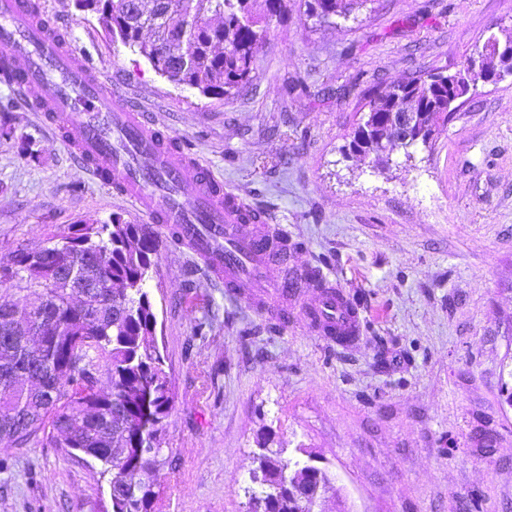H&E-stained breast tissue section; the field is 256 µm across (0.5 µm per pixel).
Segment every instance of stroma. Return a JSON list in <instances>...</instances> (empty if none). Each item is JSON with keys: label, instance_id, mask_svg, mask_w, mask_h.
I'll return each instance as SVG.
<instances>
[{"label": "stroma", "instance_id": "1", "mask_svg": "<svg viewBox=\"0 0 512 512\" xmlns=\"http://www.w3.org/2000/svg\"><path fill=\"white\" fill-rule=\"evenodd\" d=\"M39 2L107 84L271 213L289 268L321 269L365 315L345 349L301 320L268 330L160 234L148 291L173 390L160 512H245L264 446L330 472L322 512H512V76L470 90L430 144L382 165L348 150L361 89L457 71L512 34V0H372L325 27L291 11L227 99L168 82L74 0ZM1 121L39 156L0 139V256L71 224L146 223L0 84ZM1 458L0 512L110 508L96 463L0 440Z\"/></svg>", "mask_w": 512, "mask_h": 512}]
</instances>
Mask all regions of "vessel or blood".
Returning <instances> with one entry per match:
<instances>
[{"instance_id": "obj_1", "label": "vessel or blood", "mask_w": 512, "mask_h": 512, "mask_svg": "<svg viewBox=\"0 0 512 512\" xmlns=\"http://www.w3.org/2000/svg\"><path fill=\"white\" fill-rule=\"evenodd\" d=\"M0 82L50 125L78 123L68 144L77 163L154 223L179 232L229 295L247 297L279 326L303 318L340 348L360 336V307L323 274L289 271L272 250L271 217L245 213L207 167L173 151L153 116L107 86L54 25L36 17L30 0H0ZM307 283L319 290L316 303L288 307Z\"/></svg>"}]
</instances>
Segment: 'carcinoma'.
Here are the masks:
<instances>
[{"label":"carcinoma","instance_id":"1","mask_svg":"<svg viewBox=\"0 0 512 512\" xmlns=\"http://www.w3.org/2000/svg\"><path fill=\"white\" fill-rule=\"evenodd\" d=\"M76 0L96 13L112 37L161 77L202 95L233 96L251 78L270 22L289 0ZM367 0H299L306 19L323 27ZM222 19L221 24L213 18ZM188 26L173 39L172 26ZM503 63L495 48L481 68L431 73L369 92L366 128L348 148L376 163L394 141L390 112L411 111L412 133L428 142L448 121V97ZM159 243L146 224H72L48 244L0 258V288L22 295L0 304V440L37 443L90 459L112 485V512H155L162 433L173 408L170 377L157 344V316L147 291ZM249 488L261 512H296L295 492L309 506L331 483L284 450L253 454Z\"/></svg>","mask_w":512,"mask_h":512}]
</instances>
